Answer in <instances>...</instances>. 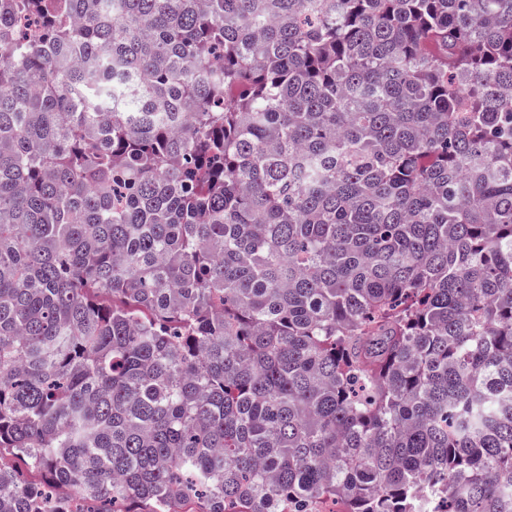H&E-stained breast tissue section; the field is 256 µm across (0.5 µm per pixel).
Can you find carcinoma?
Segmentation results:
<instances>
[{
  "label": "carcinoma",
  "mask_w": 512,
  "mask_h": 512,
  "mask_svg": "<svg viewBox=\"0 0 512 512\" xmlns=\"http://www.w3.org/2000/svg\"><path fill=\"white\" fill-rule=\"evenodd\" d=\"M0 512H512V0H0Z\"/></svg>",
  "instance_id": "cac0c4a2"
}]
</instances>
